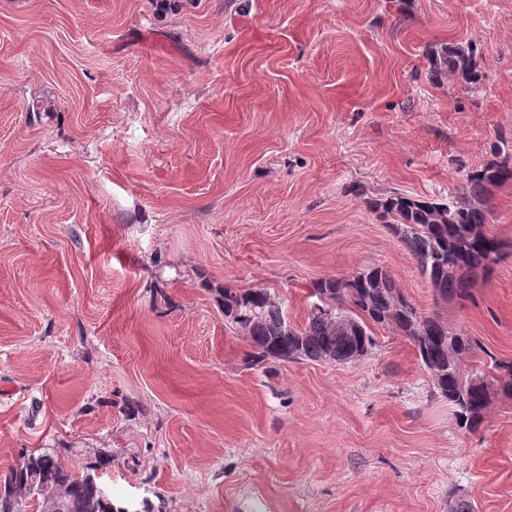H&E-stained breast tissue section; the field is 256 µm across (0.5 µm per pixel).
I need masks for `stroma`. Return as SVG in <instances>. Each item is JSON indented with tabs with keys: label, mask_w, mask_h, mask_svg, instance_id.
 Here are the masks:
<instances>
[{
	"label": "stroma",
	"mask_w": 512,
	"mask_h": 512,
	"mask_svg": "<svg viewBox=\"0 0 512 512\" xmlns=\"http://www.w3.org/2000/svg\"><path fill=\"white\" fill-rule=\"evenodd\" d=\"M477 49L475 83L426 50ZM512 152V0H0V475L96 468L129 512H512V397L459 426L413 342L248 363L224 288L304 323L313 281L387 268L512 361L509 247L436 299L369 206L445 199Z\"/></svg>",
	"instance_id": "obj_1"
}]
</instances>
